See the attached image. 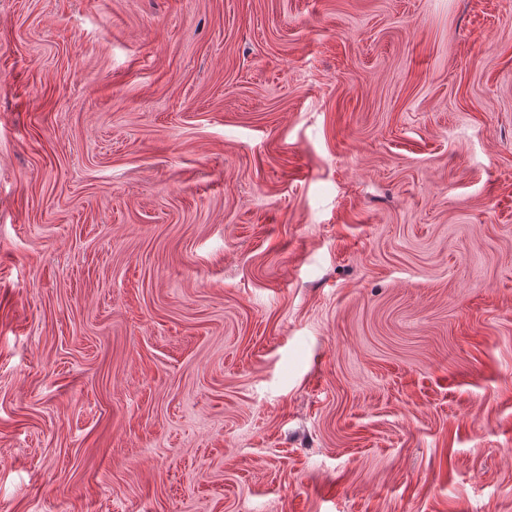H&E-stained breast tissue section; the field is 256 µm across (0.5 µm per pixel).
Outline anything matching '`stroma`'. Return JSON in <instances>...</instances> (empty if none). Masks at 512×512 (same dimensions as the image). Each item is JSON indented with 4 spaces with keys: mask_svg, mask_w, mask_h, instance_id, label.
Listing matches in <instances>:
<instances>
[{
    "mask_svg": "<svg viewBox=\"0 0 512 512\" xmlns=\"http://www.w3.org/2000/svg\"><path fill=\"white\" fill-rule=\"evenodd\" d=\"M0 512H512V0H0Z\"/></svg>",
    "mask_w": 512,
    "mask_h": 512,
    "instance_id": "1",
    "label": "stroma"
}]
</instances>
